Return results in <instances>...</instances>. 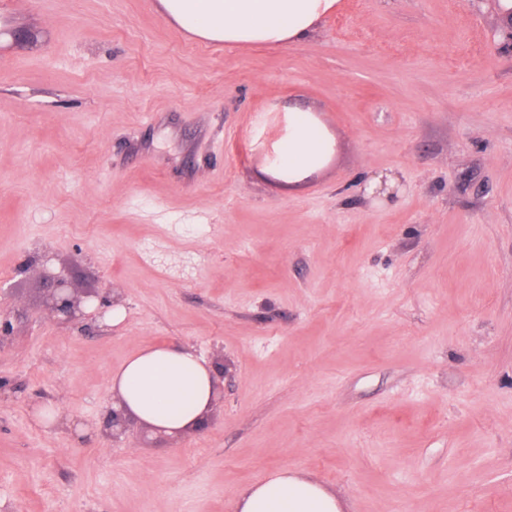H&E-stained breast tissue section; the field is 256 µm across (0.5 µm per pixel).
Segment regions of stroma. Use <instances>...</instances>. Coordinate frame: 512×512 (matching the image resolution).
I'll use <instances>...</instances> for the list:
<instances>
[{
	"instance_id": "1",
	"label": "stroma",
	"mask_w": 512,
	"mask_h": 512,
	"mask_svg": "<svg viewBox=\"0 0 512 512\" xmlns=\"http://www.w3.org/2000/svg\"><path fill=\"white\" fill-rule=\"evenodd\" d=\"M24 5L0 19V512H233L283 467L343 512H512L492 0H341L277 50L195 39L159 0ZM293 105L336 148L291 188L263 160ZM47 252L111 319L47 318ZM157 345L223 357L224 399L203 431L110 443L111 375Z\"/></svg>"
}]
</instances>
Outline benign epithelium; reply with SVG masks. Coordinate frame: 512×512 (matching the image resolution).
<instances>
[{
    "label": "benign epithelium",
    "mask_w": 512,
    "mask_h": 512,
    "mask_svg": "<svg viewBox=\"0 0 512 512\" xmlns=\"http://www.w3.org/2000/svg\"><path fill=\"white\" fill-rule=\"evenodd\" d=\"M39 275L48 289L46 309L48 315L59 323H67L84 314V308L91 309L90 316L102 318L115 304L108 295H79L73 288L70 272L56 268L52 256L41 258ZM105 436L113 443H120L128 437H134L143 443L150 440V431L144 425L127 416L118 406L109 410L105 424Z\"/></svg>",
    "instance_id": "benign-epithelium-1"
}]
</instances>
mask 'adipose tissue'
Returning a JSON list of instances; mask_svg holds the SVG:
<instances>
[{"label":"adipose tissue","mask_w":512,"mask_h":512,"mask_svg":"<svg viewBox=\"0 0 512 512\" xmlns=\"http://www.w3.org/2000/svg\"><path fill=\"white\" fill-rule=\"evenodd\" d=\"M185 33L225 48L277 49L311 40L339 0H159ZM335 139L311 108L289 107L265 170L294 186L321 170ZM212 368L186 347L146 348L113 371L110 389L136 419L165 434L198 427L214 408ZM234 512H340L334 493L281 468L247 488Z\"/></svg>","instance_id":"adipose-tissue-1"}]
</instances>
